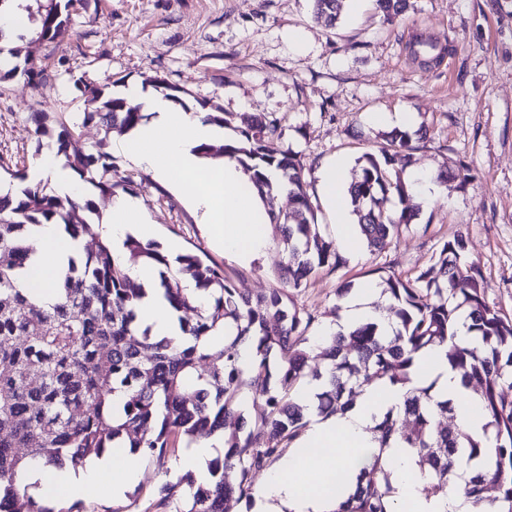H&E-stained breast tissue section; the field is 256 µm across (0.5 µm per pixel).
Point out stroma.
Returning a JSON list of instances; mask_svg holds the SVG:
<instances>
[{
    "label": "stroma",
    "mask_w": 512,
    "mask_h": 512,
    "mask_svg": "<svg viewBox=\"0 0 512 512\" xmlns=\"http://www.w3.org/2000/svg\"><path fill=\"white\" fill-rule=\"evenodd\" d=\"M420 38L441 50L437 61L414 56ZM16 63V72L0 69V176L31 170L43 143L34 115L79 123V146L105 148L127 180L112 194L89 188L88 223H100L113 198H135L154 222L153 242L216 264L251 297L277 285L287 258L279 224L250 260L224 253L170 187L126 159L115 133L84 122L87 89L118 96L131 84L176 87L182 107L224 117L230 141L240 137L241 113L277 124L280 137L266 144L296 153L331 238L321 168L378 152L390 128L376 114L411 113L409 167L433 177L445 169L455 180L438 185L428 203L406 197L404 206L420 208L413 224L384 250L362 246L346 267L319 270L294 302L320 335L334 323L340 284L365 288L379 269L415 277L444 240L460 235L486 302L512 318V0H407L392 18L375 0H359L332 28L315 21L311 0H88L53 42L23 49ZM175 464L140 459L142 477L122 500L103 485L81 500L83 512H170L158 489L179 480Z\"/></svg>",
    "instance_id": "1"
}]
</instances>
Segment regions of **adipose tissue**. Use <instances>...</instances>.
Segmentation results:
<instances>
[{
	"instance_id": "1",
	"label": "adipose tissue",
	"mask_w": 512,
	"mask_h": 512,
	"mask_svg": "<svg viewBox=\"0 0 512 512\" xmlns=\"http://www.w3.org/2000/svg\"><path fill=\"white\" fill-rule=\"evenodd\" d=\"M125 96L144 115L118 143L127 159L173 188L225 252L244 260L260 252L266 242L269 216L259 191L236 160L207 158L199 151L201 145L223 140L221 127L178 111L169 100L146 94L135 85L126 89ZM44 179L52 182L59 196L79 199L86 194L85 185L74 178L49 148L36 161L28 182L33 185ZM341 185L340 167L332 164L323 169L320 189L333 206L339 240L351 248L355 242L347 220V204L339 192ZM102 222L112 236V255L119 260L124 257V241L131 225H139L142 234L150 232L149 217L130 198L113 200ZM32 239L35 250L18 285L48 299L52 296L58 268L69 256L79 253L83 243L71 239L58 224L40 225ZM130 276L145 290L139 304L142 321L156 335H179L177 317L163 297L155 266H135ZM414 382L436 383L440 395L454 403L456 424L471 434L481 433L485 422L481 405L462 386L443 350H432L418 359ZM402 401L400 389L379 385L359 396L345 413L327 419L311 416L299 444L289 449L271 469L242 512H333L340 501L334 492L336 483L355 476L373 449L370 429L376 419L388 407L400 405ZM394 455L396 467L392 481L402 512H470L464 484H457L453 493L445 497L426 496L421 491L412 457L401 449L395 450ZM137 459L132 449L116 448L105 468L67 469L55 477L34 462L21 472L20 481L37 495L54 478L64 493L77 498L98 485L108 471L112 474V495L118 498L141 478Z\"/></svg>"
}]
</instances>
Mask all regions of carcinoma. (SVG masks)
Instances as JSON below:
<instances>
[{"mask_svg": "<svg viewBox=\"0 0 512 512\" xmlns=\"http://www.w3.org/2000/svg\"><path fill=\"white\" fill-rule=\"evenodd\" d=\"M86 2L35 0L36 8L26 6L37 26L35 41L53 40L70 21V9ZM339 10L340 0H313L314 18L328 27L336 25ZM143 118L139 108L100 89L86 99L83 120L96 119L108 131ZM242 123L243 140L225 150L247 163L259 186H271L269 173L280 174L293 201L292 212L281 218L273 196L267 200L272 219L283 220V287L246 297L217 266L185 255L174 272L157 244L128 237L127 262L156 265L175 312L191 307L182 280L208 293L210 301L197 308L195 322L179 320L181 338L155 336L142 323L137 307L144 289L98 235L58 270L54 303L18 288L31 254V229L59 224L72 238L84 237L90 231L84 212L92 204L46 194L39 184L14 200L0 196V512H55L18 482L32 459L48 470L77 469L126 439L162 466L182 437L203 431L224 433V455L208 462L212 480L203 485L191 479L185 491L165 483L160 499L175 512H236L241 499L252 497L255 475L298 442L311 414L343 412L377 382L405 390L403 405L376 421L379 448L332 512H399L385 455L393 443L416 456L427 495L446 496L462 479L473 512H486V505L512 512V318L485 301L480 271L469 261L463 237L444 241L434 262L413 279L379 275L380 297L394 314L389 331L361 322L333 332L329 346L314 352L313 318L297 308L292 291L315 270L339 269L347 259L320 230L297 156L262 144V134L276 133V126L252 117ZM34 124L39 136L56 132L57 154L78 179L97 182L102 192L124 187L112 173L109 154L84 152L71 126L58 122L53 128L46 115ZM409 149L408 136L395 132L381 155L356 161L347 193L371 252L383 250L415 216L412 209L388 208L390 198L407 194L391 170L408 162ZM461 328L466 341L459 337ZM210 336L224 337V346L210 350ZM244 344L252 350L246 366L240 363ZM434 347L444 348L462 384L480 393L482 434L441 425L439 417L453 414V403L432 394L431 384H413L416 360ZM313 382L321 391L309 407L297 395ZM246 391L265 402L256 420L241 407Z\"/></svg>", "mask_w": 512, "mask_h": 512, "instance_id": "obj_1", "label": "carcinoma"}]
</instances>
